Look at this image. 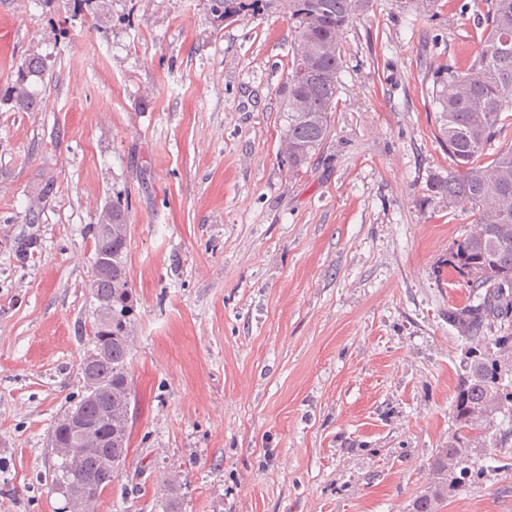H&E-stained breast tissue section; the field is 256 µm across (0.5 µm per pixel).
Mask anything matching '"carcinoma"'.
Returning <instances> with one entry per match:
<instances>
[{
    "label": "carcinoma",
    "mask_w": 512,
    "mask_h": 512,
    "mask_svg": "<svg viewBox=\"0 0 512 512\" xmlns=\"http://www.w3.org/2000/svg\"><path fill=\"white\" fill-rule=\"evenodd\" d=\"M487 9L478 15L483 28L481 47L464 72L450 68L434 79L432 98L439 109V133L453 167L448 174H434L429 182L433 197L450 205L469 207L475 230L448 251V268L470 290L469 302L448 308V324L459 336L482 344L473 351L452 400L455 432L448 447L436 449L433 479L413 500L411 512H437L448 493L472 477L471 456L476 449L474 432L491 426L502 407L512 405V384L503 376L512 373L496 359L485 357L491 347L512 352V334L488 336L491 321L512 317V145L492 148L508 129L512 113V0H484ZM261 0H209L211 15L224 21L256 9ZM355 17L350 0H288V24L293 52L310 51L309 63L297 75L291 63L285 104L283 152L288 169L300 171L324 144L343 67L340 38ZM44 60L24 59L8 90L14 108L31 111L37 98L30 83L43 76ZM96 254H112V271L90 280L96 319L90 348L82 361L84 394L67 416L87 428L75 436L63 423L54 437L77 451L52 465V485L60 494L77 498L76 512H96L99 496L119 478L129 453L128 407L131 317L116 318L119 305L132 295L127 272V207L116 197L95 224ZM112 431V462L104 460L103 436Z\"/></svg>",
    "instance_id": "1"
}]
</instances>
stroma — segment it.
<instances>
[{"label":"stroma","mask_w":512,"mask_h":512,"mask_svg":"<svg viewBox=\"0 0 512 512\" xmlns=\"http://www.w3.org/2000/svg\"><path fill=\"white\" fill-rule=\"evenodd\" d=\"M287 0L220 22L209 0H0V512H61L52 428L81 398L93 226L128 200L136 304L130 453L97 512H410L455 424L473 345L446 264L474 227L439 69L482 40L476 0H373L343 31L327 140L289 171ZM512 408L438 512H512ZM179 484L167 489L169 475ZM46 65L44 60L38 56H29L25 58L17 67L15 80L8 88V100L14 104L13 107L22 111H31L37 106V98L35 94L30 91V83L33 80L40 79Z\"/></svg>","instance_id":"35a3bbf8"}]
</instances>
